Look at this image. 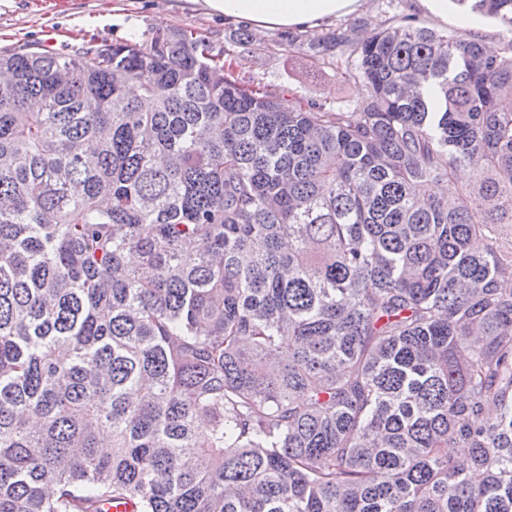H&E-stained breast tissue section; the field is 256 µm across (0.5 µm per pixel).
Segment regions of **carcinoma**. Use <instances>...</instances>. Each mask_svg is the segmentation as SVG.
<instances>
[{
    "instance_id": "1",
    "label": "carcinoma",
    "mask_w": 512,
    "mask_h": 512,
    "mask_svg": "<svg viewBox=\"0 0 512 512\" xmlns=\"http://www.w3.org/2000/svg\"><path fill=\"white\" fill-rule=\"evenodd\" d=\"M456 3L503 36L288 37L336 107L0 51V512H512V0Z\"/></svg>"
}]
</instances>
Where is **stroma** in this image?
<instances>
[{"label": "stroma", "mask_w": 512, "mask_h": 512, "mask_svg": "<svg viewBox=\"0 0 512 512\" xmlns=\"http://www.w3.org/2000/svg\"><path fill=\"white\" fill-rule=\"evenodd\" d=\"M416 9L426 25L478 33L497 41L501 27L475 13L449 5L447 18L432 14L422 0H363L346 23L385 20ZM191 30L229 50L236 71L255 77L281 98L303 96L333 105L358 100L357 87L343 83L331 64H320L305 51L289 50L280 32H261L254 46L236 43L235 29L223 20L193 10L186 0H0V49L21 44L69 52L94 41L123 42L151 29Z\"/></svg>", "instance_id": "stroma-1"}]
</instances>
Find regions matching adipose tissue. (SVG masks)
I'll return each mask as SVG.
<instances>
[{
    "label": "adipose tissue",
    "mask_w": 512,
    "mask_h": 512,
    "mask_svg": "<svg viewBox=\"0 0 512 512\" xmlns=\"http://www.w3.org/2000/svg\"><path fill=\"white\" fill-rule=\"evenodd\" d=\"M225 24H246L258 31L321 32L339 17L355 13L361 0H188Z\"/></svg>",
    "instance_id": "obj_1"
}]
</instances>
